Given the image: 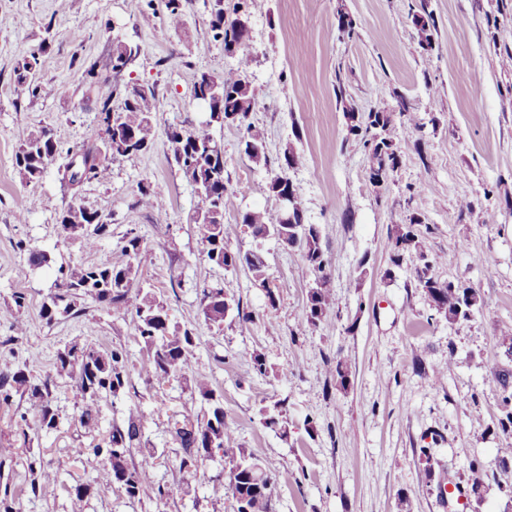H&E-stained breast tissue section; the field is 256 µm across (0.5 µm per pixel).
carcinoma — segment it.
I'll use <instances>...</instances> for the list:
<instances>
[{"label":"carcinoma","instance_id":"carcinoma-1","mask_svg":"<svg viewBox=\"0 0 512 512\" xmlns=\"http://www.w3.org/2000/svg\"><path fill=\"white\" fill-rule=\"evenodd\" d=\"M167 23L172 28L182 25L181 0H164ZM238 18L224 20V6L220 0H214L211 29L214 37L228 42L235 32ZM414 23L419 35L420 47L429 52L434 46L435 26L430 18L416 17ZM237 65L224 71L217 78L224 85L223 121L210 123L202 121L186 130L174 128L168 132L170 150L184 177L196 188L203 190L201 196V215L198 223L203 230L205 253L208 260L226 270L242 268L259 286H265L267 280V260L257 250H233L228 244V234L224 227V216H216V210H224V155L221 145L215 139V127L226 124L246 125L242 136L244 154L258 164L266 161V141L264 133L252 124L246 123L249 112L255 105L254 93L248 79L253 57L242 47L236 51ZM399 116L404 118L395 124L393 114L372 110L361 117L350 113L348 126L350 134L364 139L372 145L373 164L371 171L378 176H387L395 169L398 158L394 150V132L396 128L410 135L420 128L411 122L410 107L403 95L397 96ZM155 89L142 84L131 85L130 94L125 97L120 133H130L134 142L118 153L128 157L148 149L154 142L157 130ZM82 156L83 168L79 172L70 171L72 162L63 165V179L71 186H78L84 180L107 178L108 169L97 162L96 151L92 145H82L78 149ZM59 154L56 141L46 130L31 133L20 145L16 156V166L20 174L29 182L37 181L50 162V157ZM292 191L300 195L297 185L290 181L284 183L270 177L255 187L259 196L278 204L282 193ZM138 203L164 217L166 208L147 186L139 188ZM242 223L251 230L255 239L275 238L282 245L300 252L302 259L312 274L308 291L305 325L314 329L326 322L333 301L331 277L323 273V236L317 224H308L304 217L296 223H284L279 209L252 210L243 214ZM419 221L412 219L408 224H399L389 236L388 247L390 261L398 266L406 255L414 254L420 265L416 270L415 287L426 297L431 309L444 315L450 323L460 322L462 318L478 310V297L474 289L463 283L441 281L434 276L437 264L448 263V257H431L424 248L421 235L416 229ZM60 226L65 237L78 239L84 248L94 249L99 240L109 233L108 225L98 215L86 210L76 200L66 204L60 215ZM61 283L58 292L44 304V314L52 320L58 316L68 317L78 312L77 304L87 296L95 298L105 305L109 312L121 316L133 314L137 319V330L146 344L159 338L162 343L153 352L152 358L143 366L141 375L148 384H164L185 376L191 370V357L196 346V332L193 328H183L169 321L166 308L160 300L149 293L131 294L134 288L137 270L130 262L123 266H89L73 263L59 269ZM236 311L240 322L251 321V315L242 312L240 304L226 306L224 301L212 300L210 292L203 293L202 314L206 324L222 325L230 313ZM58 376H65L73 383L77 395L83 403L79 416L80 425L88 429L98 427L100 403L109 398H117L125 393L130 383L127 356L123 349L114 347L105 349L88 340L74 341L59 353L55 366ZM493 380L503 392L501 416L498 426L502 433L512 435V370L502 369L494 373ZM52 382L45 379L34 382L22 370L0 374V404H12L15 395L27 397L30 407L20 414L25 426H34L36 430L48 431L57 428L56 414L49 399ZM199 396L208 403L203 418L191 421L187 418L173 422L172 433L184 449L181 466L195 469L199 460L208 457L214 451L222 453L228 471H236L234 476H226L227 489L237 504V512H273L274 493L266 489L268 476L262 470L254 455L238 441L233 430L224 421V406L215 395L208 381L199 378L195 382ZM263 423L271 428H280L287 432L288 417L285 401L278 400L270 406L260 409ZM145 415L140 410L129 413L124 425L112 426L106 441V448L96 447L95 452L108 454L111 469L103 472L89 484L75 487L76 495L82 497L89 493L92 485L107 487L113 483L125 485L130 497L136 496L140 489L151 482V469L155 451L145 449L143 465L131 469L126 456L133 448L142 447ZM30 471L36 472L31 488L47 489L54 481L53 471L40 467L35 469L28 464Z\"/></svg>","mask_w":512,"mask_h":512}]
</instances>
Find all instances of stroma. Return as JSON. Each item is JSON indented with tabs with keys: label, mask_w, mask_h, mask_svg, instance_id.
<instances>
[{
	"label": "stroma",
	"mask_w": 512,
	"mask_h": 512,
	"mask_svg": "<svg viewBox=\"0 0 512 512\" xmlns=\"http://www.w3.org/2000/svg\"><path fill=\"white\" fill-rule=\"evenodd\" d=\"M213 3L182 0L183 23L172 30L163 0L135 8L129 0H0V372L53 376L50 400L60 422L47 435L26 432L18 419L28 400L0 407V500L20 512H234L221 458L181 470L170 418L203 417L208 405L184 381L143 383L149 355L135 323L91 298L73 316L50 323L42 316L60 267L124 264L125 241L136 235L138 284L166 302L172 321L196 328L191 374L222 396L227 425L272 478L275 512H512V464L503 465L500 453L512 441L497 427L501 390L492 379L512 369L499 339L512 328V0H247L249 120L264 132L267 164L243 154L239 127L214 134L224 150L229 243L263 250L279 298L273 313L247 272L207 260L193 221L200 198L169 151L168 130L206 117L192 98L197 77L236 63L213 37ZM342 12L356 23L353 35L338 29ZM417 15L435 21L428 55L418 44ZM120 45L138 53L116 75L112 53ZM32 54L39 66L23 86L17 67ZM90 61L99 72L93 88L85 75ZM133 83L156 91L152 147L109 161L106 180L67 190L60 169L67 151L99 127L102 102L121 109L117 87ZM399 93L421 130L396 136L399 164L377 188L369 179L371 148L349 134L346 115L397 111ZM43 128L60 155L28 182L15 152ZM288 150L299 156L288 175L300 188L306 222L322 228L333 281L334 304L313 330L303 325L312 276L300 253L272 238L255 240L240 223L244 212L265 207L254 188ZM143 184L163 199L166 218L139 205ZM73 198L110 226L95 249L62 235L60 208ZM414 217L427 252L449 258L435 275L476 291L470 321L451 324L431 310L415 286L414 256L391 263L389 232ZM32 248L50 264L33 266ZM215 285L239 300L251 322L205 324L203 291ZM16 292L27 297L18 311ZM75 339L124 349L130 370L129 387L102 403L92 432L79 424L71 380L54 373L58 352ZM257 354L268 374L256 372ZM340 361L352 369L344 391L333 375ZM279 398L291 420L284 437L258 416ZM133 408L149 418L151 483L133 498L117 484L77 497V483L110 469L108 456L93 448ZM33 460L58 472L46 491L31 490ZM475 460L488 473L476 494L469 490ZM447 472L465 488L463 501L441 497ZM161 487L169 492L163 502Z\"/></svg>",
	"instance_id": "stroma-1"
}]
</instances>
